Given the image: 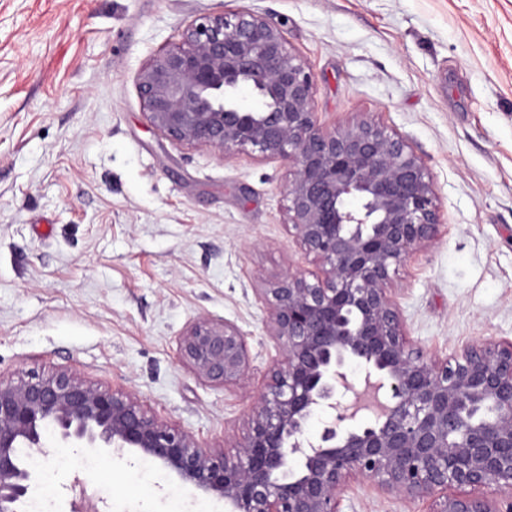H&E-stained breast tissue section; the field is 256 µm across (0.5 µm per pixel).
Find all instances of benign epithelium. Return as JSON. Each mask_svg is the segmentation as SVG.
Wrapping results in <instances>:
<instances>
[{
    "mask_svg": "<svg viewBox=\"0 0 512 512\" xmlns=\"http://www.w3.org/2000/svg\"><path fill=\"white\" fill-rule=\"evenodd\" d=\"M243 89L256 106L241 105ZM315 89L283 26L248 9L193 19L136 77L147 121L171 142L288 167L285 224L318 262L270 289L283 358L236 453L69 370L0 377V512H27L39 474L21 449L49 457V430L65 448H132L227 512H339L358 479L432 498L433 512H512V340L476 341L450 359L413 346L387 285L440 232L431 174L404 135L372 118L321 123ZM178 354L224 387L248 369L246 333L227 322L197 320ZM352 363L374 379L377 411L344 430L358 419ZM317 415L326 421L311 436Z\"/></svg>",
    "mask_w": 512,
    "mask_h": 512,
    "instance_id": "obj_1",
    "label": "benign epithelium"
}]
</instances>
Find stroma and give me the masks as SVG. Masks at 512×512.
Masks as SVG:
<instances>
[{
  "mask_svg": "<svg viewBox=\"0 0 512 512\" xmlns=\"http://www.w3.org/2000/svg\"><path fill=\"white\" fill-rule=\"evenodd\" d=\"M240 7L284 25L321 122L373 118L426 163L440 234L390 282L414 346L512 338V0H0V375L72 371L228 454L281 359L268 290L316 264L284 222L287 167L173 144L135 80L191 20ZM202 318L247 335L231 388L178 358ZM73 454L51 499L33 491L44 512H225L136 452ZM434 508L366 479L339 506Z\"/></svg>",
  "mask_w": 512,
  "mask_h": 512,
  "instance_id": "1",
  "label": "stroma"
}]
</instances>
